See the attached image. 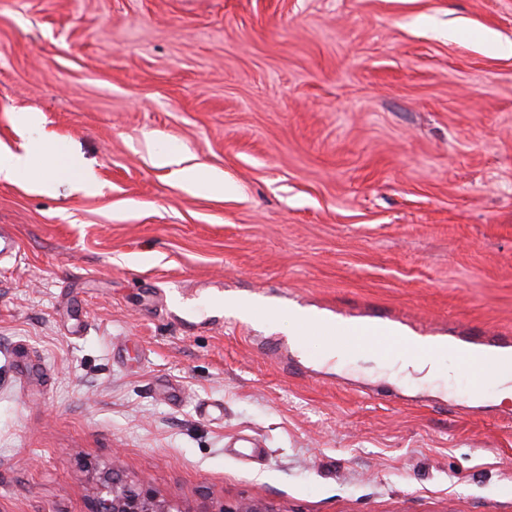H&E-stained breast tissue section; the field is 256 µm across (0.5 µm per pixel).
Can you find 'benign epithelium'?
Wrapping results in <instances>:
<instances>
[{
    "mask_svg": "<svg viewBox=\"0 0 512 512\" xmlns=\"http://www.w3.org/2000/svg\"><path fill=\"white\" fill-rule=\"evenodd\" d=\"M81 479L92 490L91 512H187L182 504L172 498L163 497L155 490L142 484L126 480L118 455L112 463L84 465L80 470ZM198 512H271L264 503L235 502L222 503L219 507H203Z\"/></svg>",
    "mask_w": 512,
    "mask_h": 512,
    "instance_id": "7a95c632",
    "label": "benign epithelium"
}]
</instances>
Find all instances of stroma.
Returning <instances> with one entry per match:
<instances>
[{"instance_id":"stroma-1","label":"stroma","mask_w":512,"mask_h":512,"mask_svg":"<svg viewBox=\"0 0 512 512\" xmlns=\"http://www.w3.org/2000/svg\"><path fill=\"white\" fill-rule=\"evenodd\" d=\"M25 112L101 191L0 180V512H91L116 454L190 510L512 512L494 383L219 304L512 336V0H0V148ZM181 186L194 193L218 191L233 193L236 186L233 183H224V177L213 171H202L196 167H188L178 171Z\"/></svg>"}]
</instances>
